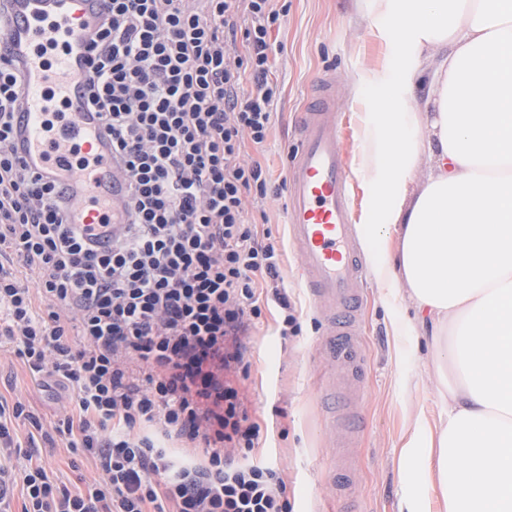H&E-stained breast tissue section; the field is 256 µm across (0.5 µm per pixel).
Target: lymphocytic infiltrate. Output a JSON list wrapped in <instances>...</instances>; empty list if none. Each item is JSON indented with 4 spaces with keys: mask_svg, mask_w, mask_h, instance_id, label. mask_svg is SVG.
I'll return each instance as SVG.
<instances>
[{
    "mask_svg": "<svg viewBox=\"0 0 512 512\" xmlns=\"http://www.w3.org/2000/svg\"><path fill=\"white\" fill-rule=\"evenodd\" d=\"M94 41L87 101L127 175L111 250L62 223L64 196L16 156L17 77L0 64V342L63 408L51 432L0 396V512H289L238 381L269 305L298 328L279 289L281 250L248 203L270 178L247 159L277 114L273 0H111ZM43 431L93 464L68 489L47 473ZM203 449L177 462L166 443ZM23 467H15L14 459Z\"/></svg>",
    "mask_w": 512,
    "mask_h": 512,
    "instance_id": "obj_1",
    "label": "lymphocytic infiltrate"
}]
</instances>
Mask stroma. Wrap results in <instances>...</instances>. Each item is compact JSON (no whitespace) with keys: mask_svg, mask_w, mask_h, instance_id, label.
Segmentation results:
<instances>
[{"mask_svg":"<svg viewBox=\"0 0 512 512\" xmlns=\"http://www.w3.org/2000/svg\"><path fill=\"white\" fill-rule=\"evenodd\" d=\"M284 17L272 32L280 50L272 56L270 77L279 87L278 120L263 148L246 146L247 157L266 165L273 182L288 175L289 159L299 140V116L317 76L336 78V110L342 122L341 146L349 169H356L361 149L365 101L377 90L365 87L354 98L351 83L370 66L389 63L394 47L377 29L376 0H276ZM286 198L251 205L254 218L282 246L283 285L296 311V335L279 336L273 320L253 329L247 375L239 381L253 418L260 424L263 446L254 460L279 468L287 484L292 512H339L353 501L360 512H400L401 476L411 472L417 512H438L425 449L403 461L402 446L418 417L438 423L441 403L438 378L424 342L408 336L412 310L405 296L386 300L373 278L366 276L362 313V354L350 370V404L361 425L354 447L336 444L346 431L344 419H331L322 404L333 368L322 340L330 332L327 317L310 305L309 291L298 280L299 255L287 227ZM0 395L29 403L42 422L54 419L56 404L38 392L29 372L11 350H0ZM40 457L50 476L72 486L92 479L95 471L67 449L42 444ZM350 471H338L343 458Z\"/></svg>","mask_w":512,"mask_h":512,"instance_id":"obj_1","label":"stroma"}]
</instances>
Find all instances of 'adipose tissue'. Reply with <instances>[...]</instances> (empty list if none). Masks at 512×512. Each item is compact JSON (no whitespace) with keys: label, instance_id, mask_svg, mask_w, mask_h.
<instances>
[{"label":"adipose tissue","instance_id":"adipose-tissue-1","mask_svg":"<svg viewBox=\"0 0 512 512\" xmlns=\"http://www.w3.org/2000/svg\"><path fill=\"white\" fill-rule=\"evenodd\" d=\"M391 65L362 72L381 96L360 175H375L371 272L406 293L448 399L419 419L445 512H512V0H378ZM425 86L417 97V86Z\"/></svg>","mask_w":512,"mask_h":512}]
</instances>
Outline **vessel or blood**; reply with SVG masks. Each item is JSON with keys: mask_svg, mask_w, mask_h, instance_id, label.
Returning a JSON list of instances; mask_svg holds the SVG:
<instances>
[{"mask_svg": "<svg viewBox=\"0 0 512 512\" xmlns=\"http://www.w3.org/2000/svg\"><path fill=\"white\" fill-rule=\"evenodd\" d=\"M9 22L0 30V55L19 59L22 108L18 156L35 177L53 181L69 196V224L99 233L112 244V224L126 175L112 161V144L99 134L100 118L86 102L85 76L92 68L90 37L109 0H8ZM336 79L321 77L302 114L300 145L288 178L289 233L301 253L300 275L312 306L328 316L324 343L329 358L354 366L362 300L347 158L333 109Z\"/></svg>", "mask_w": 512, "mask_h": 512, "instance_id": "obj_1", "label": "vessel or blood"}]
</instances>
